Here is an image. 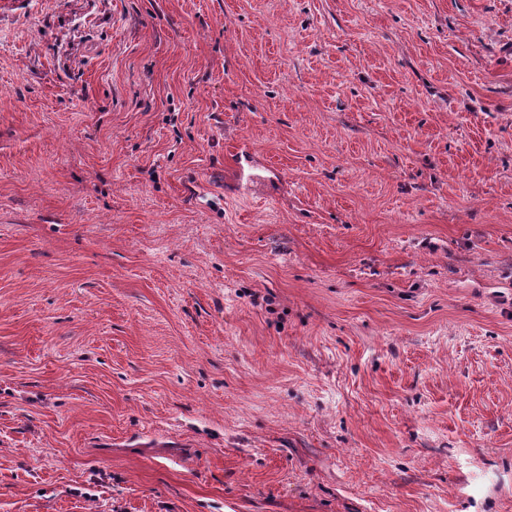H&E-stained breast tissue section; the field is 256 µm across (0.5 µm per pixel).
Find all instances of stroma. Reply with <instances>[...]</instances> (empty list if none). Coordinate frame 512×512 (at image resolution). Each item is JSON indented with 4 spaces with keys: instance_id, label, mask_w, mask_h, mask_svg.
Segmentation results:
<instances>
[{
    "instance_id": "stroma-1",
    "label": "stroma",
    "mask_w": 512,
    "mask_h": 512,
    "mask_svg": "<svg viewBox=\"0 0 512 512\" xmlns=\"http://www.w3.org/2000/svg\"><path fill=\"white\" fill-rule=\"evenodd\" d=\"M0 512H512V0H0Z\"/></svg>"
}]
</instances>
